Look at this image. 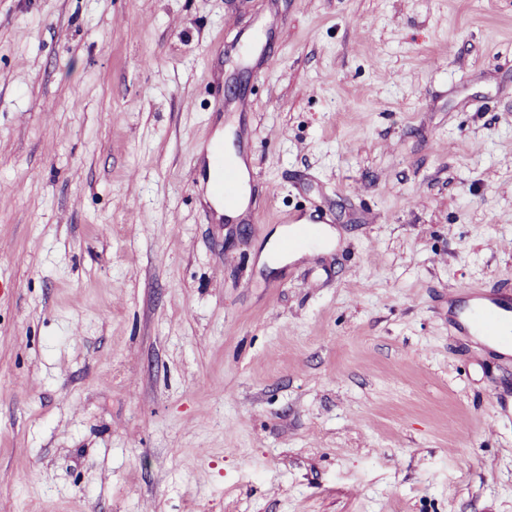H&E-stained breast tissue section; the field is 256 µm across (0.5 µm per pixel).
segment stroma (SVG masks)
Wrapping results in <instances>:
<instances>
[{
    "instance_id": "stroma-1",
    "label": "stroma",
    "mask_w": 512,
    "mask_h": 512,
    "mask_svg": "<svg viewBox=\"0 0 512 512\" xmlns=\"http://www.w3.org/2000/svg\"><path fill=\"white\" fill-rule=\"evenodd\" d=\"M465 286L512 293V0H0V512H512Z\"/></svg>"
}]
</instances>
